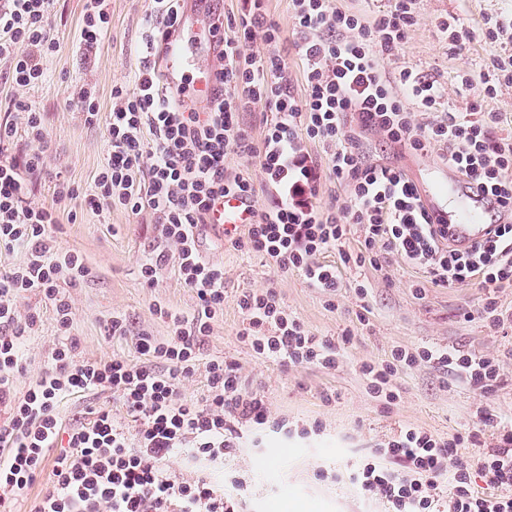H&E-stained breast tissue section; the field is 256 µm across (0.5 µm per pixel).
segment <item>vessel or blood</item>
<instances>
[{
  "label": "vessel or blood",
  "instance_id": "obj_1",
  "mask_svg": "<svg viewBox=\"0 0 512 512\" xmlns=\"http://www.w3.org/2000/svg\"><path fill=\"white\" fill-rule=\"evenodd\" d=\"M209 0H186L177 23L176 35L168 38L156 59V69L166 87L174 92L172 103L185 112H207L215 97V69H204L202 78L193 80L189 69L194 62L197 41L186 36L187 27L204 31L211 59H218L224 46L223 31L212 26L214 17ZM419 194L433 218L448 227V239L458 251L465 252L485 241L491 231L483 221L486 198L477 184L463 180L451 169L439 170L434 180L419 185ZM249 210L239 198L228 196L218 201L212 213L216 229L230 224L246 223Z\"/></svg>",
  "mask_w": 512,
  "mask_h": 512
}]
</instances>
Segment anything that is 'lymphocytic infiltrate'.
Returning a JSON list of instances; mask_svg holds the SVG:
<instances>
[{"label":"lymphocytic infiltrate","mask_w":512,"mask_h":512,"mask_svg":"<svg viewBox=\"0 0 512 512\" xmlns=\"http://www.w3.org/2000/svg\"><path fill=\"white\" fill-rule=\"evenodd\" d=\"M237 2L236 14L221 22L224 53L212 111L174 110L150 65L139 69L133 86H113L105 113L94 92L79 87L75 106L86 124L105 123L106 153L90 192L59 180L51 203L36 205L29 180L46 177L52 142L44 113L24 92L43 82V61L59 49L48 29L53 0H0V62L8 63L16 91L12 115L0 117V244L25 254L22 263L0 268V402L9 408L0 422V512H13L17 496L46 470L50 484L33 512H243L242 481L227 492L207 475L187 479L167 466L181 455L207 467L223 463L238 448L243 428L272 421L260 393L243 388L241 367L232 360L207 362L204 397L191 400L180 392L181 378L194 374L200 346L224 312V269L203 258L198 233L221 198L237 195L255 204L243 232L225 229V242L262 255L278 273L302 276L328 298L350 287L363 301L368 291L363 283H346L321 254L337 250L343 262L377 271L397 256L422 269L431 287L475 282L485 288L480 318L491 332L512 322L496 297L498 288L512 285V224L497 225L469 251L449 249L447 231L433 224L402 168L364 159L370 134L411 153L436 151L441 165L512 210V141L493 136L497 113L477 102L469 111H452L438 80L410 67L390 73L383 65L416 25V0H386L370 16L336 0H290L300 97L291 91L279 51L283 31L265 0ZM109 23L108 0H91L79 27L83 52L99 47ZM481 31L501 51L489 64L459 73L456 91L478 87L492 99L512 87V29L488 16ZM257 41L264 45L258 52L252 49ZM255 105L270 114L258 137L241 118ZM422 114L427 123H419ZM308 140L323 144V159L305 151ZM231 153L257 158L258 169L227 172ZM263 188L277 190L273 205L257 206ZM85 204L135 216L150 211L165 246L142 263L144 284L153 286L158 271L171 264L197 295L192 319L174 320L170 335L138 333L134 360H80L67 338L73 310L61 285L84 273L85 262L59 249L52 226L63 212L76 219ZM356 230L363 243L353 255L345 244ZM31 293L52 305L62 341L18 397L12 384L24 369L21 339L39 328L36 312L18 310L19 299ZM238 306V335L257 356L293 367L338 366L341 344L311 333L275 288L242 291ZM424 363L445 367L482 395L493 391L502 371L494 356L398 346L363 373L375 397L389 405L399 397L392 377ZM99 388L111 391L123 420L103 408L89 421L63 425L61 399ZM488 433L495 447H483ZM466 441L476 454H459ZM374 455L349 480L386 512H512V425L490 407L478 408L468 435L438 438L408 426ZM479 479L485 490L476 489Z\"/></svg>","instance_id":"obj_1"}]
</instances>
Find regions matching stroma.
Here are the masks:
<instances>
[{
    "label": "stroma",
    "instance_id": "1",
    "mask_svg": "<svg viewBox=\"0 0 512 512\" xmlns=\"http://www.w3.org/2000/svg\"><path fill=\"white\" fill-rule=\"evenodd\" d=\"M86 4L87 0H55L48 25L60 49L44 61L45 81L26 92L46 115L54 143L47 158L49 172L83 191L89 190L103 160L107 133L104 127L84 125L69 100L76 86L86 84L94 90L101 111H108L113 85L132 84L142 66L143 43L150 33L145 23L148 0H111L108 33L95 60L84 63L77 38ZM417 10V25L386 67L392 71L409 65L447 85L456 72L489 62L498 48L476 34L465 49L450 52L436 35V20L453 17L472 30L486 14L512 21V0H418ZM474 100L480 101L483 111L500 113L495 137H512V88L493 99L478 89L455 97L457 111H465ZM55 234L60 249L80 253L89 268L76 284L62 287L73 306L70 335L77 342V358L134 357L131 339L105 335L104 324L112 314L123 315L133 331L157 337L169 335L171 323L154 314L155 305L181 317L192 316L196 294L173 273H163L154 287L143 283L141 265L161 243L150 213L135 217L116 208H86L73 222L60 216ZM201 253L224 268V314L201 344V363L183 380L182 395H204L205 361L234 360L242 366L246 387L259 390L272 416L289 423L285 430L245 431L235 456L213 471L218 479L228 472L245 481L246 512H382V504L360 496L348 476L351 469L372 461L384 440L406 426L442 437L466 432L483 404L512 419V332L491 334L477 318L484 302L482 289L424 286L423 274L398 259L381 271L367 265L342 268L345 280L362 281L368 289L370 313L363 325L356 318L359 301L353 290L341 291L335 306H328L326 295L300 275L278 276L265 258L235 250L214 233L202 235ZM271 286L315 335L351 334L335 372L262 360L240 342V293ZM19 305L40 316L37 334L22 340L30 366L13 383L14 393L20 395L49 361L56 333L48 302L28 295ZM425 345L497 356L504 362V375L492 393L482 396L451 378L445 368H404L393 379L400 392L394 404L386 406L372 397L363 365L381 363L396 346ZM262 460L267 463L263 469L258 466Z\"/></svg>",
    "mask_w": 512,
    "mask_h": 512
}]
</instances>
